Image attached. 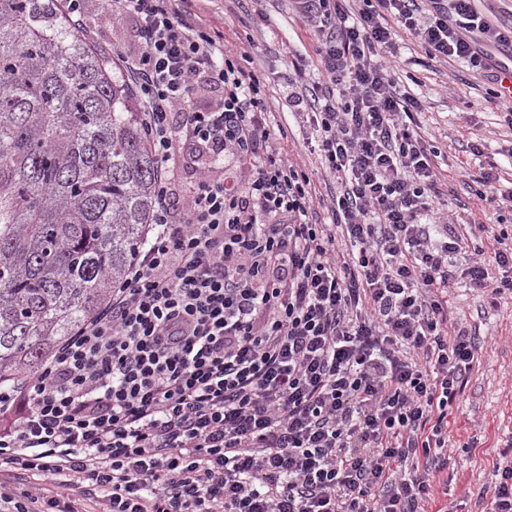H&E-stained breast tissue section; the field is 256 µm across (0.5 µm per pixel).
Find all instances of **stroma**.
<instances>
[{
  "label": "stroma",
  "instance_id": "stroma-1",
  "mask_svg": "<svg viewBox=\"0 0 512 512\" xmlns=\"http://www.w3.org/2000/svg\"><path fill=\"white\" fill-rule=\"evenodd\" d=\"M102 0H87L81 36L98 53L139 51L133 19L100 20ZM206 29L223 38L226 49L248 55V70L260 81L270 111L271 136L285 160L311 180L313 220H334L336 193L307 148L310 130L288 106V77L300 61L312 77L320 75L319 37L293 12L288 0H203L197 10ZM394 76L400 90L417 98L415 121L438 152L435 160L441 201L467 251L493 253L512 247V207L497 208L477 197L470 179L485 167L512 185V128L494 93L490 72L457 59L436 61L408 31L394 41ZM448 323L465 326L479 342L466 376L460 405L448 414V466L439 475L429 512L455 505L457 512H488L497 466L512 447V293L492 295L457 284L448 290Z\"/></svg>",
  "mask_w": 512,
  "mask_h": 512
}]
</instances>
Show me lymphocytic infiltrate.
Returning <instances> with one entry per match:
<instances>
[{
    "label": "lymphocytic infiltrate",
    "mask_w": 512,
    "mask_h": 512,
    "mask_svg": "<svg viewBox=\"0 0 512 512\" xmlns=\"http://www.w3.org/2000/svg\"><path fill=\"white\" fill-rule=\"evenodd\" d=\"M319 36L321 77L288 95L337 192L316 224L309 180L270 141L260 82L196 20L193 0H106L133 18L116 56L161 168L150 227L106 305L34 371L0 385V474L69 487L0 491V512H426L448 454V409L477 345L449 329L443 293L461 240L430 224L436 173L383 57L396 28L429 58L500 70L512 48L474 0H293ZM217 103L187 111L191 94ZM247 166L201 172L181 149ZM183 222H175V212ZM512 252L465 270L512 292ZM170 165H174L176 177L175 188L176 192L181 195L193 186L198 173L201 170L208 168L209 157L199 156L191 151H185L176 158L174 164L171 162Z\"/></svg>",
    "instance_id": "obj_1"
}]
</instances>
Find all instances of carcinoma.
<instances>
[{
  "label": "carcinoma",
  "instance_id": "obj_1",
  "mask_svg": "<svg viewBox=\"0 0 512 512\" xmlns=\"http://www.w3.org/2000/svg\"><path fill=\"white\" fill-rule=\"evenodd\" d=\"M157 176L126 90L58 0H0V383L107 303Z\"/></svg>",
  "mask_w": 512,
  "mask_h": 512
}]
</instances>
